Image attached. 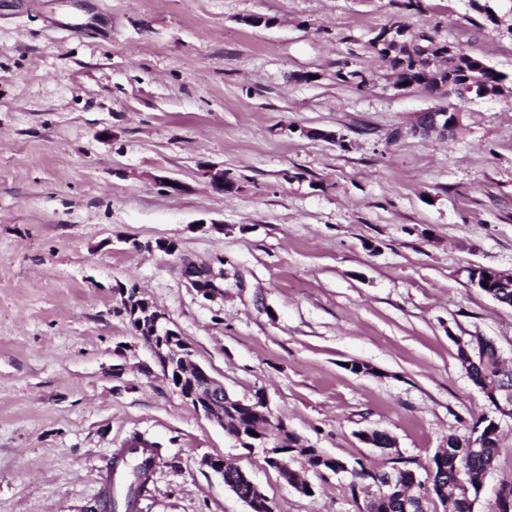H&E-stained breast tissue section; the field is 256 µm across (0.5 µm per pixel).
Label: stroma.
<instances>
[{
  "mask_svg": "<svg viewBox=\"0 0 512 512\" xmlns=\"http://www.w3.org/2000/svg\"><path fill=\"white\" fill-rule=\"evenodd\" d=\"M423 5L411 30L512 79V0L495 26L474 24L467 0ZM396 12L0 0V512H106L103 477L136 434L163 448L130 512H248L206 466L216 456L278 512H362L348 475L307 473L301 494L186 402L116 312L134 285L231 395L263 391L328 456L388 468L358 437L378 429L421 471L489 413L455 339L512 357V307L470 280L512 272V97L397 88L369 47ZM254 15L275 23L246 25ZM346 64L367 86L337 80ZM436 107L461 109L457 127L417 135ZM219 257L224 293L207 300L182 262ZM498 423L474 512L512 482V418Z\"/></svg>",
  "mask_w": 512,
  "mask_h": 512,
  "instance_id": "1",
  "label": "stroma"
}]
</instances>
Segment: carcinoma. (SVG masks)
<instances>
[{
	"mask_svg": "<svg viewBox=\"0 0 512 512\" xmlns=\"http://www.w3.org/2000/svg\"><path fill=\"white\" fill-rule=\"evenodd\" d=\"M394 30V36L387 43H377L371 38L372 50L386 63L399 84L423 86L432 92L442 94L448 82H454L463 88L469 97L496 98L512 94V85L500 72L488 66L481 59L461 50L460 45L436 40L433 32L421 29L415 33L400 19L395 18L382 26L378 34ZM474 362L467 368L468 377L477 386L485 398L491 400L501 395V390L512 387V379L499 367L493 341L485 336L476 337L470 348ZM262 391L243 406L234 404L224 406V432L229 436L256 432L253 442L260 438L277 435L283 448L288 450L284 456L287 461L301 460L309 470L316 473L335 472V468L319 449L307 445L294 446L298 435L292 430H284L282 425H271L266 415L271 410L262 406ZM481 429L480 443L472 442V436L463 438L451 435L447 447L435 452L430 462V472L425 479L418 478L414 469L403 466L398 471L401 486L409 488L417 485L415 507L410 512H429L428 505L433 499L448 504L450 512H473L477 501V483L484 472L488 471L496 458L498 450V432L491 429L484 419L473 424L471 430ZM161 444L151 442L139 435L133 436L127 445L113 457L110 473L104 485V507L116 512L113 472L124 463L130 469L131 480L124 494V504L131 507L133 500L142 492L150 476L152 462L159 456ZM351 490L360 491L365 501L364 512H405L402 501L396 496H387L381 485L385 483V472H375L360 461L351 466ZM224 485H235L239 491L248 495L249 484L243 478V472L232 466L224 469Z\"/></svg>",
	"mask_w": 512,
	"mask_h": 512,
	"instance_id": "obj_1",
	"label": "carcinoma"
}]
</instances>
